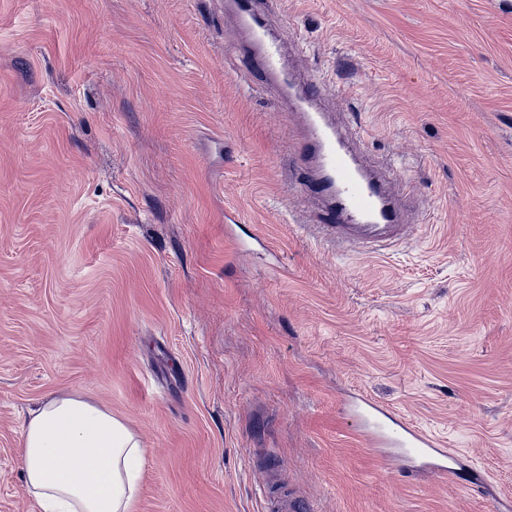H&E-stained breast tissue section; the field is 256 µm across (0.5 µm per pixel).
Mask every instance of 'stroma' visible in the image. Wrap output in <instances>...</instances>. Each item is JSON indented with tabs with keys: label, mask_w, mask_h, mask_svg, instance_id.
<instances>
[{
	"label": "stroma",
	"mask_w": 512,
	"mask_h": 512,
	"mask_svg": "<svg viewBox=\"0 0 512 512\" xmlns=\"http://www.w3.org/2000/svg\"><path fill=\"white\" fill-rule=\"evenodd\" d=\"M259 9L416 234L320 240L225 0H0V512L65 391L139 437L133 512H512V0ZM361 393L464 463L366 447Z\"/></svg>",
	"instance_id": "35a3bbf8"
}]
</instances>
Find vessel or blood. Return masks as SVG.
Returning a JSON list of instances; mask_svg holds the SVG:
<instances>
[{"mask_svg":"<svg viewBox=\"0 0 512 512\" xmlns=\"http://www.w3.org/2000/svg\"><path fill=\"white\" fill-rule=\"evenodd\" d=\"M239 18V28L251 49L245 65L257 69L266 80L281 87L294 86L291 113L303 126L304 138L298 155L305 177L304 194L316 198L327 216L322 230L328 243L368 256L378 255L391 243L413 236L412 225L388 189L385 173L368 169L354 150L352 138H365L366 128L346 133L336 127L318 107L331 88L315 74L288 75L276 44L263 36L264 19L252 0H229ZM362 412L353 423L355 433L372 448H402L414 460L423 461L435 473L450 472L455 454L441 448L435 438L396 416L387 406L360 396Z\"/></svg>","mask_w":512,"mask_h":512,"instance_id":"1","label":"vessel or blood"}]
</instances>
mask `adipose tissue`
Instances as JSON below:
<instances>
[{"label":"adipose tissue","mask_w":512,"mask_h":512,"mask_svg":"<svg viewBox=\"0 0 512 512\" xmlns=\"http://www.w3.org/2000/svg\"><path fill=\"white\" fill-rule=\"evenodd\" d=\"M19 448L24 489L38 512H132L143 450L108 408L77 393L43 398Z\"/></svg>","instance_id":"obj_1"}]
</instances>
